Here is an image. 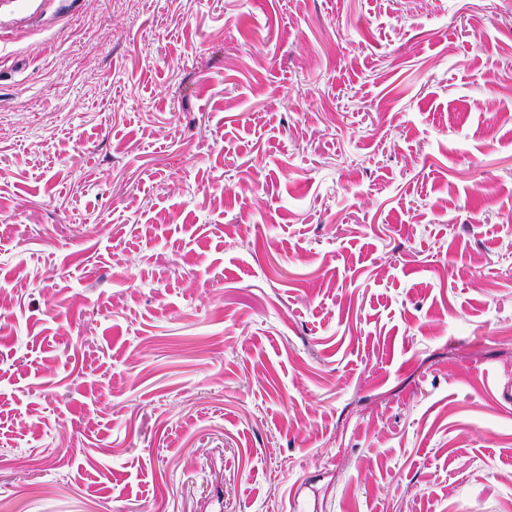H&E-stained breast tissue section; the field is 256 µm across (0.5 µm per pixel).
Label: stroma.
Returning a JSON list of instances; mask_svg holds the SVG:
<instances>
[{
  "mask_svg": "<svg viewBox=\"0 0 512 512\" xmlns=\"http://www.w3.org/2000/svg\"><path fill=\"white\" fill-rule=\"evenodd\" d=\"M512 0L0 11L11 512H512Z\"/></svg>",
  "mask_w": 512,
  "mask_h": 512,
  "instance_id": "obj_1",
  "label": "stroma"
}]
</instances>
